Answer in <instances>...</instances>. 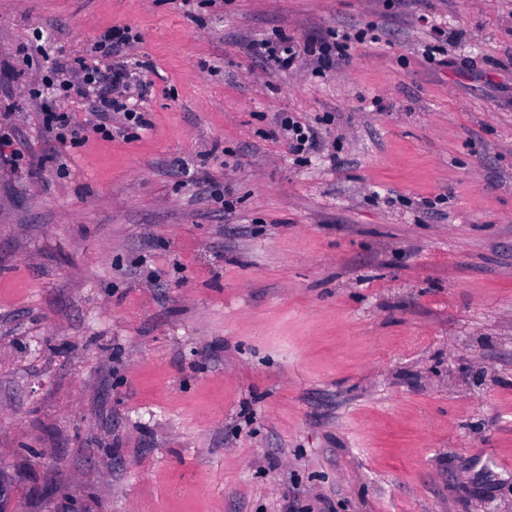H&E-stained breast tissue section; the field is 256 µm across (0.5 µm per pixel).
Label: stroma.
<instances>
[{"label": "stroma", "instance_id": "obj_1", "mask_svg": "<svg viewBox=\"0 0 512 512\" xmlns=\"http://www.w3.org/2000/svg\"><path fill=\"white\" fill-rule=\"evenodd\" d=\"M115 24L138 136L58 148L46 63L0 66L18 512H512V0H0V63ZM366 26L319 77L253 52ZM281 128L288 131V138L292 140L293 150L298 155L301 153V158L305 152H314L322 148L323 132L319 127L302 125L288 118V120L282 121Z\"/></svg>", "mask_w": 512, "mask_h": 512}]
</instances>
